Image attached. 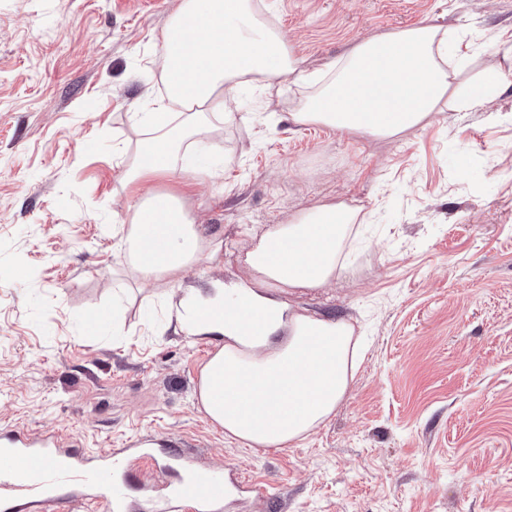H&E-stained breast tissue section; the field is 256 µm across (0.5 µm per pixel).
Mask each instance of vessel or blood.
Wrapping results in <instances>:
<instances>
[{
	"label": "vessel or blood",
	"mask_w": 512,
	"mask_h": 512,
	"mask_svg": "<svg viewBox=\"0 0 512 512\" xmlns=\"http://www.w3.org/2000/svg\"><path fill=\"white\" fill-rule=\"evenodd\" d=\"M58 432L32 437L25 428L0 432V512H73L93 503L102 512H129L127 486L148 487L147 512H224L265 483L201 465L177 451L160 452L152 439L89 465L65 447Z\"/></svg>",
	"instance_id": "b4317fda"
}]
</instances>
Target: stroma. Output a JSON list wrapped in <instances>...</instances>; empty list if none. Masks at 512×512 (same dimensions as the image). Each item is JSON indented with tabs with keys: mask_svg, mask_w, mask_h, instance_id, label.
<instances>
[{
	"mask_svg": "<svg viewBox=\"0 0 512 512\" xmlns=\"http://www.w3.org/2000/svg\"><path fill=\"white\" fill-rule=\"evenodd\" d=\"M182 0H0V429L60 430L91 454L154 435L266 479L242 512H512V88L393 139L289 121L300 88L238 91L212 138L224 177L185 189L199 267L150 285L114 235L136 194L133 114L161 87ZM306 72L421 23L463 33L470 79L512 38V0H262ZM346 203L347 270L287 288L353 325L362 359L336 411L293 448L226 439L198 401L214 344L174 333L187 288L252 278L277 224Z\"/></svg>",
	"mask_w": 512,
	"mask_h": 512,
	"instance_id": "35a3bbf8",
	"label": "stroma"
}]
</instances>
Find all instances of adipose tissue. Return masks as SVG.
Here are the masks:
<instances>
[{"label":"adipose tissue","instance_id":"1","mask_svg":"<svg viewBox=\"0 0 512 512\" xmlns=\"http://www.w3.org/2000/svg\"><path fill=\"white\" fill-rule=\"evenodd\" d=\"M451 40L430 23L369 39L324 78L299 70L281 34L257 21L250 0H183L161 39L165 92L143 99V138L125 172L126 184L142 189L122 221L119 247L129 269L147 281L199 260L204 247L195 217L177 194L153 183L189 172L213 118L231 116L245 77L261 78L267 92L286 74L308 86L291 114L297 124L391 139L441 105L470 112L512 84L511 73L491 66L483 70L480 92L464 93L466 62L449 58ZM355 222V210L340 203L275 225L245 257L254 283H221L181 297L175 333L217 344L201 370L197 397L225 437L255 449L291 448L344 398L350 325L303 313L269 289L314 288L345 271L344 245Z\"/></svg>","mask_w":512,"mask_h":512}]
</instances>
